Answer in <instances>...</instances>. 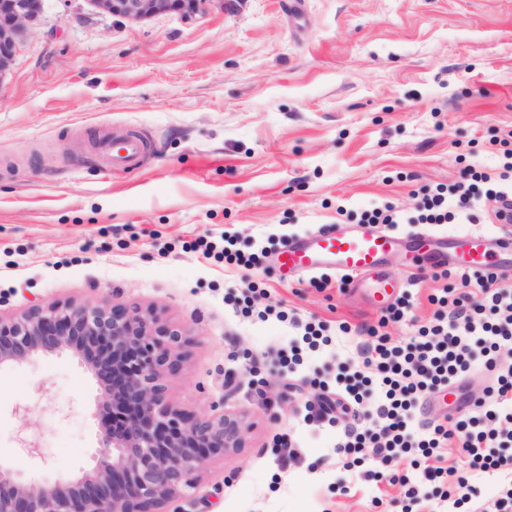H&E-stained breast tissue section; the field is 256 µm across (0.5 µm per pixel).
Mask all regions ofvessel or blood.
<instances>
[{
    "mask_svg": "<svg viewBox=\"0 0 512 512\" xmlns=\"http://www.w3.org/2000/svg\"><path fill=\"white\" fill-rule=\"evenodd\" d=\"M96 149L107 169L130 170L139 168L150 149V140L138 132L117 139L112 130L103 125L98 130ZM403 245L413 250L416 256L435 264L447 259L445 253L430 249L428 236L422 232H411L402 237L370 226L350 231L336 225L291 240L278 254L277 264L286 274L329 272L342 277H366L378 294L386 297L394 284L380 275L379 269L385 255ZM453 245L459 251L461 267L478 271L494 264L500 271L512 275V238L503 239L487 231L472 230L454 240Z\"/></svg>",
    "mask_w": 512,
    "mask_h": 512,
    "instance_id": "b4317fda",
    "label": "vessel or blood"
}]
</instances>
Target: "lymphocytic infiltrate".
Returning <instances> with one entry per match:
<instances>
[{"instance_id": "lymphocytic-infiltrate-1", "label": "lymphocytic infiltrate", "mask_w": 512, "mask_h": 512, "mask_svg": "<svg viewBox=\"0 0 512 512\" xmlns=\"http://www.w3.org/2000/svg\"><path fill=\"white\" fill-rule=\"evenodd\" d=\"M487 196L506 200L512 161L498 179L472 172L470 182L437 188L424 195L413 221L448 224L470 219L476 183ZM457 286L442 297L444 312L421 326L409 342L396 344L382 328L405 311L390 306L377 326L358 329L364 367L339 365L334 395L320 394L308 412L312 421L339 423L337 451L353 456L371 450L383 465L410 459L420 483L441 487L445 467L440 451L458 442L465 473L457 485L512 469V280L495 272L444 271ZM494 372L483 396L471 397L466 411L411 427L421 401L466 376L475 364Z\"/></svg>"}]
</instances>
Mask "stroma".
<instances>
[{"label":"stroma","mask_w":512,"mask_h":512,"mask_svg":"<svg viewBox=\"0 0 512 512\" xmlns=\"http://www.w3.org/2000/svg\"><path fill=\"white\" fill-rule=\"evenodd\" d=\"M101 125L150 131L141 168L101 167ZM510 148L512 0H242L143 23L45 0L0 82V315L107 299L186 332L170 398L201 416L246 412L250 429L245 449L206 463L183 512H448L432 488L407 497L409 460L393 462L396 482L368 480L376 460L347 466L336 428L304 424L319 381L363 366L339 324L381 311L372 289L337 277L281 279L274 257L387 203L414 214L470 171L498 176ZM224 231L244 252L266 248L262 264L196 249ZM383 270L407 304L385 331L403 342L440 312L447 283L404 249ZM244 295L248 318L228 302ZM295 317L327 324L332 342L289 372L277 353ZM109 417L70 353L0 367V465L31 481L75 474ZM29 438L41 457L23 451Z\"/></svg>","instance_id":"obj_1"}]
</instances>
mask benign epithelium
I'll return each instance as SVG.
<instances>
[{
  "mask_svg": "<svg viewBox=\"0 0 512 512\" xmlns=\"http://www.w3.org/2000/svg\"><path fill=\"white\" fill-rule=\"evenodd\" d=\"M97 14L133 22L193 19L235 0H87ZM43 0H0V83L31 34ZM185 332L157 311L101 300L32 303L0 316V366L71 350L112 390L123 424L104 428L92 465L76 478L34 483L0 465V512H181L194 473L245 447L246 416H199L173 403L169 377L185 356Z\"/></svg>",
  "mask_w": 512,
  "mask_h": 512,
  "instance_id": "7a95c632",
  "label": "benign epithelium"
}]
</instances>
